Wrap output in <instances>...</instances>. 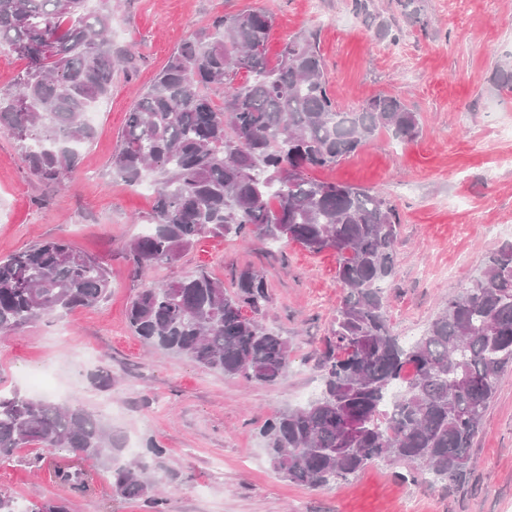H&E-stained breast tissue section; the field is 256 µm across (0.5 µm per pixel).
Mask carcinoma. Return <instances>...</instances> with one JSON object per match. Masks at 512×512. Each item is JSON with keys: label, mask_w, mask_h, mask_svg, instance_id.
<instances>
[{"label": "carcinoma", "mask_w": 512, "mask_h": 512, "mask_svg": "<svg viewBox=\"0 0 512 512\" xmlns=\"http://www.w3.org/2000/svg\"><path fill=\"white\" fill-rule=\"evenodd\" d=\"M89 0H0V49L25 61L13 90L0 93V132L15 139L29 170L62 185L90 140L86 113L112 87V6ZM273 18L259 11L224 16L213 31L182 43L127 113L112 173L129 185L157 183L153 228L126 250L135 273L175 261L203 236L296 242L336 255L345 295L323 353V381L306 405L267 419L261 429L272 467L291 482L322 487L382 460L459 483L470 473L474 439L512 363V242L448 298L423 334L394 335L386 283L393 275L401 219L381 192L314 179L380 131L404 142L419 122L398 98L379 95L359 110L338 106L310 38L288 41L276 64L266 45ZM248 75L235 83L240 73ZM224 92V107L210 92ZM110 271L63 238L42 240L0 260V335L43 317L104 301ZM268 284L245 271L235 289L204 268L150 284L127 319L147 345L248 384L278 382L288 371V339L257 315ZM250 310L252 315L245 314ZM28 445L74 452L108 464L112 429L78 403L61 405L0 389V463ZM87 487L82 468L57 472ZM113 491L152 495L135 461L112 470ZM25 512H68L57 500Z\"/></svg>", "instance_id": "1"}]
</instances>
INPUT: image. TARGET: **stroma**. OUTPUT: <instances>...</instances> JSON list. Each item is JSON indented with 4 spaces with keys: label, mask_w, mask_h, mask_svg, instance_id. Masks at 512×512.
<instances>
[{
    "label": "stroma",
    "mask_w": 512,
    "mask_h": 512,
    "mask_svg": "<svg viewBox=\"0 0 512 512\" xmlns=\"http://www.w3.org/2000/svg\"><path fill=\"white\" fill-rule=\"evenodd\" d=\"M352 0H112V95L90 120L94 135L77 172L49 185L28 169L16 142L0 133V258L46 238H64L104 261L112 292L100 305L31 322L0 337V389L25 390L39 372L61 403L98 413L122 442L114 465L141 461L160 484L167 512H512V366L505 368L460 483L448 485L404 465L376 462L325 488L289 482L270 465L265 420L305 404L319 391L324 349L343 288L332 253L235 235L203 237L174 262L137 277L126 247L149 223L154 188L134 187L108 163L139 90L170 54L213 20L243 10L274 18L267 57L289 39L315 35L326 78L347 110L386 94L416 113L411 142L380 133L355 154L311 177L381 190L396 205L400 236L388 285L395 333L422 332L448 298L459 295L488 256L512 241V89L493 78L512 62V0H420L419 21L397 0H371L373 18ZM206 267L233 287L244 269L267 280L259 316L288 338L290 366L273 385L246 384L191 360L147 347L127 321L145 283L165 284ZM106 368L104 388L90 380ZM163 447L161 456L150 445ZM74 453L20 448L0 464V490L20 504L54 499L69 512H151L147 499L113 494L105 467L88 472L91 489L60 484L58 466Z\"/></svg>",
    "instance_id": "stroma-1"
}]
</instances>
